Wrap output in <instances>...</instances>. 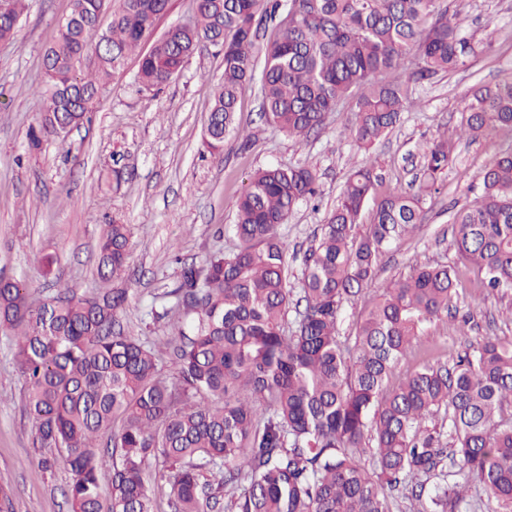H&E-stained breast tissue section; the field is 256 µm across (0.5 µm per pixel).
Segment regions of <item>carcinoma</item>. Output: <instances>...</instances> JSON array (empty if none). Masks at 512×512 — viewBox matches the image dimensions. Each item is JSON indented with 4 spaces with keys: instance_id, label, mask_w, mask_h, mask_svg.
I'll return each mask as SVG.
<instances>
[{
    "instance_id": "obj_1",
    "label": "carcinoma",
    "mask_w": 512,
    "mask_h": 512,
    "mask_svg": "<svg viewBox=\"0 0 512 512\" xmlns=\"http://www.w3.org/2000/svg\"><path fill=\"white\" fill-rule=\"evenodd\" d=\"M437 0H194L192 20L170 27L142 55L138 82L169 83L200 46L223 55L205 140L213 154L243 133L238 99L253 80L257 15L272 22L263 47L261 118L306 139L348 103L350 136L369 149L415 103L416 85L456 70L474 53L460 19ZM168 0H115L99 30L103 0H72L44 55L41 124L30 134L64 132L95 110L102 88L150 35ZM26 0H0V41L15 38ZM407 69L403 79L390 75ZM468 135L512 139V79L474 87L462 107ZM456 150L443 137L420 158L417 191L393 189L358 232L378 176L371 165L347 177L318 243L304 260L297 300L288 289L278 229L316 197L306 166L255 172L237 201L238 249L182 269L158 318H188L163 374V350L116 328L126 298L116 288L81 297L61 290L48 302L27 283L0 279V330L25 379L38 448L56 449L69 467L71 512H391L388 493L417 512H461L458 487L473 477L512 512V340L489 337L453 368L425 363L397 387L398 362L423 344L420 325L448 315L464 289L512 292V144L482 169V193L459 209L451 246L460 264H423L384 289L357 322L353 345L339 340L343 303L373 281L395 240L423 222L421 203ZM125 224H108L98 245L102 283L129 256ZM295 304V330L286 316ZM448 417L450 441L427 422ZM121 421L100 446L101 432ZM461 461V472L448 462ZM171 471L150 485L149 471ZM112 472L109 487L98 472ZM217 473L216 482L208 475Z\"/></svg>"
}]
</instances>
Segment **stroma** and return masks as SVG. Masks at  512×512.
<instances>
[{"label": "stroma", "mask_w": 512, "mask_h": 512, "mask_svg": "<svg viewBox=\"0 0 512 512\" xmlns=\"http://www.w3.org/2000/svg\"><path fill=\"white\" fill-rule=\"evenodd\" d=\"M458 14L471 35L475 54L466 67L422 81L417 106L367 152L348 135V107L329 113L321 129L303 142L284 136L260 117L257 85L239 103V120L250 140L227 138L221 153H210L203 136L212 90L223 72L222 57L206 46L185 62L180 73L159 89L137 81L138 53L100 94L88 120L31 147L28 134L38 127V90L43 59L70 0H27L15 39L0 42V278L28 282L42 300L64 288L93 295L97 245L106 225L130 229V255L124 273L113 279L127 300L119 320L128 335L161 345L178 340L177 318L153 319L151 306L186 265H202L215 251L232 252L229 231L237 200L249 176L272 166L305 165L318 175L315 200L301 203L279 235L285 248L288 286L299 295L303 259L325 224L351 170L373 164L384 186L417 187L422 178L419 153L441 136L457 148L441 175L439 191L424 203L419 230L401 238L383 258L375 280L344 304L340 336L354 332L357 319L384 287L425 263L452 265L453 215L480 194L479 174L508 140L460 136V111L479 84L512 78V0H440ZM457 314L425 323L432 353L416 350L404 359L405 377L428 358L454 362L487 337H512V299L465 288ZM469 324H461V316ZM25 383L7 339L0 335V512H70L68 470L41 469L43 449L33 443Z\"/></svg>", "instance_id": "obj_1"}]
</instances>
